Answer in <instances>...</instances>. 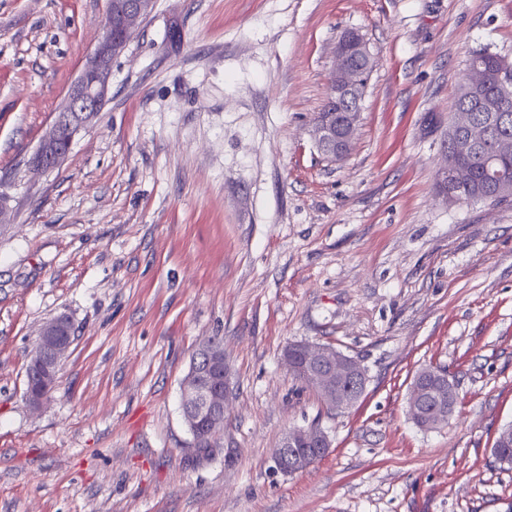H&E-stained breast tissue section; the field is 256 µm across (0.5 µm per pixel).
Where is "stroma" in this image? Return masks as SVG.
I'll return each mask as SVG.
<instances>
[{
    "mask_svg": "<svg viewBox=\"0 0 512 512\" xmlns=\"http://www.w3.org/2000/svg\"><path fill=\"white\" fill-rule=\"evenodd\" d=\"M108 0H0V512H507L512 202L439 193L473 51L512 59V0H155L107 102L47 173L29 160L102 35ZM374 60L349 156L313 138L336 41ZM75 339L39 410L41 324ZM229 369L212 453L181 383L205 340ZM294 342L359 361L331 409ZM457 388L448 425L408 415L415 373ZM329 452L278 470L293 427Z\"/></svg>",
    "mask_w": 512,
    "mask_h": 512,
    "instance_id": "1",
    "label": "stroma"
}]
</instances>
